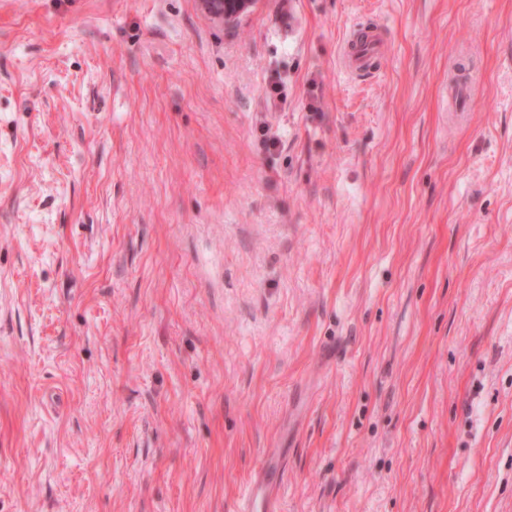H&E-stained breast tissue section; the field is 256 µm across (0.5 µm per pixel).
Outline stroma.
I'll use <instances>...</instances> for the list:
<instances>
[{
    "label": "stroma",
    "mask_w": 512,
    "mask_h": 512,
    "mask_svg": "<svg viewBox=\"0 0 512 512\" xmlns=\"http://www.w3.org/2000/svg\"><path fill=\"white\" fill-rule=\"evenodd\" d=\"M268 456L282 512H512V0H0V512ZM255 0H201L203 9L217 20L229 21L249 9ZM383 47L384 40L379 27L356 29L343 47L342 67L352 76H369L373 61L382 53Z\"/></svg>",
    "instance_id": "stroma-1"
}]
</instances>
